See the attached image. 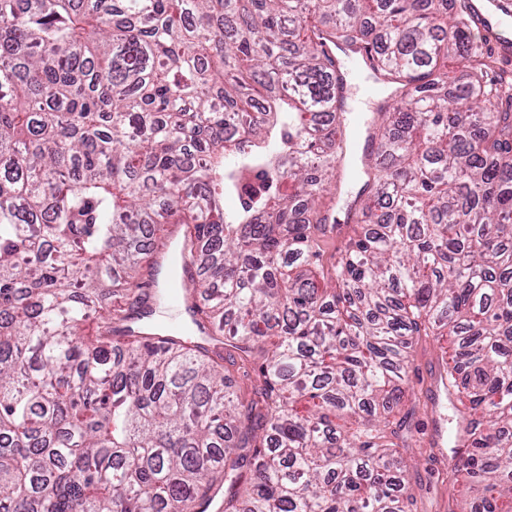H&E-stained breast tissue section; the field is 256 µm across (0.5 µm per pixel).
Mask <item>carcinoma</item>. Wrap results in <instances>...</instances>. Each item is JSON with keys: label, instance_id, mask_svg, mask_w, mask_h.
<instances>
[{"label": "carcinoma", "instance_id": "obj_1", "mask_svg": "<svg viewBox=\"0 0 512 512\" xmlns=\"http://www.w3.org/2000/svg\"><path fill=\"white\" fill-rule=\"evenodd\" d=\"M375 32L397 101L329 254L325 46ZM511 99L448 0H0V512H414L420 336L448 337V481L512 512ZM163 224L198 244L194 332L275 337L246 403L199 345L112 334Z\"/></svg>", "mask_w": 512, "mask_h": 512}]
</instances>
